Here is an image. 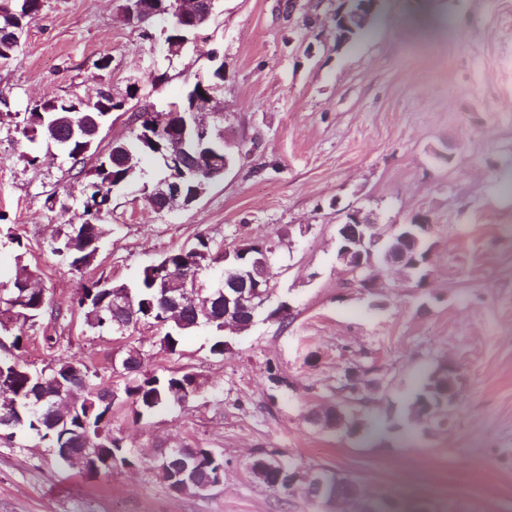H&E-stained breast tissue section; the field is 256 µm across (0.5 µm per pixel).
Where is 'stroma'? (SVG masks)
Instances as JSON below:
<instances>
[{
    "mask_svg": "<svg viewBox=\"0 0 512 512\" xmlns=\"http://www.w3.org/2000/svg\"><path fill=\"white\" fill-rule=\"evenodd\" d=\"M340 2L215 0L199 37L172 55L120 20L118 0H43L0 65V284L26 265L51 312L0 325V339L22 334L31 368L81 362L117 392L112 361L131 345L142 372L194 374L199 392L169 412L137 417L118 399L112 434L139 457L211 449L224 482L177 495L148 466L91 474L19 435L0 443V512H338L301 491L283 502L250 472L261 453L336 471L370 498L414 486L428 512H512V0H381L341 46ZM219 59L224 128L252 151L187 209L160 214L137 185L114 190L97 261L69 270L47 241L83 222L82 185L60 151L21 135L25 112L133 80L136 106L161 109ZM353 207L383 228L426 216L428 265L378 264L377 288H359L336 259V226ZM200 233L227 249L274 248L268 305L288 301L290 324L258 317L220 356L203 329L168 354L150 324L124 336L86 326V278L133 285ZM440 366L461 378L443 427L411 409ZM360 367L353 395L343 378ZM336 404L348 422L330 428L318 416Z\"/></svg>",
    "mask_w": 512,
    "mask_h": 512,
    "instance_id": "35a3bbf8",
    "label": "stroma"
}]
</instances>
